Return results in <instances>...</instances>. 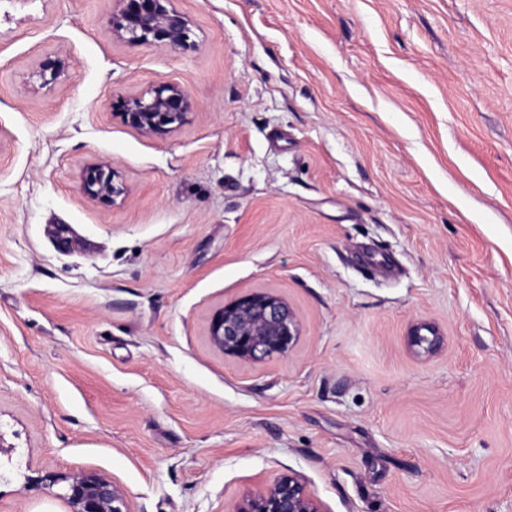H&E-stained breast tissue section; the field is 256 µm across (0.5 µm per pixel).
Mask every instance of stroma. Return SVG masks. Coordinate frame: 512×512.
I'll return each instance as SVG.
<instances>
[{
	"mask_svg": "<svg viewBox=\"0 0 512 512\" xmlns=\"http://www.w3.org/2000/svg\"><path fill=\"white\" fill-rule=\"evenodd\" d=\"M175 5L180 52L114 0H0V512H67L25 478L82 469L134 512L288 474L322 512H512V0ZM168 81L186 124L123 121ZM256 290L299 328L261 363L208 338ZM117 9L109 19L112 36L131 47L154 46L170 51L190 44V20L174 0H114ZM195 103L178 83H160L148 91L118 101L124 121L147 136L161 137L182 126ZM82 195L92 202L114 204L123 200L127 187L111 162L98 161L86 167L81 178Z\"/></svg>",
	"mask_w": 512,
	"mask_h": 512,
	"instance_id": "1",
	"label": "stroma"
}]
</instances>
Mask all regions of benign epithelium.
Returning <instances> with one entry per match:
<instances>
[{"mask_svg": "<svg viewBox=\"0 0 512 512\" xmlns=\"http://www.w3.org/2000/svg\"><path fill=\"white\" fill-rule=\"evenodd\" d=\"M117 9L109 19L112 36L131 47L154 46L170 51L190 47V20L174 0H115ZM64 63L40 64L43 83L53 84ZM195 103L178 83H160L148 91L118 101L124 121L147 136L161 137L182 126ZM82 195L92 202L113 204L125 198L127 187L108 161L86 167L81 178ZM298 336L296 317L288 302L272 291L258 290L214 312L209 325L212 346L224 355L259 363L284 355ZM49 485L64 483L68 512H133L125 491L111 477L94 469L69 475L49 474ZM234 512H321L305 483L284 475L246 495Z\"/></svg>", "mask_w": 512, "mask_h": 512, "instance_id": "benign-epithelium-1", "label": "benign epithelium"}]
</instances>
